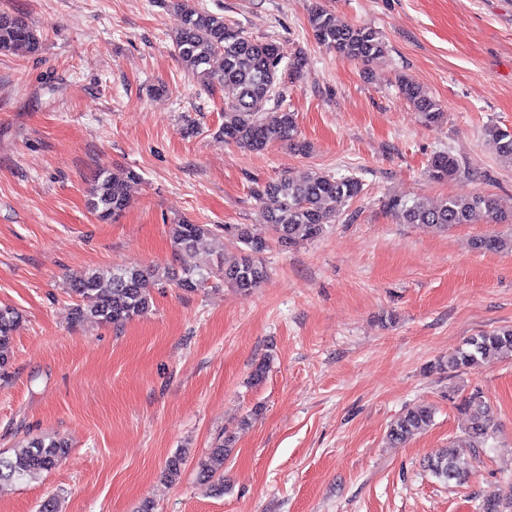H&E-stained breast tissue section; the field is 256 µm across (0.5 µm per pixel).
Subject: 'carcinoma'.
<instances>
[{
	"label": "carcinoma",
	"instance_id": "cac0c4a2",
	"mask_svg": "<svg viewBox=\"0 0 512 512\" xmlns=\"http://www.w3.org/2000/svg\"><path fill=\"white\" fill-rule=\"evenodd\" d=\"M173 5L182 15V25L171 41L184 69L202 89L211 93L227 89L232 93L224 102V122L218 134L253 152L263 151L277 141L288 143L300 153L306 152L307 144L298 139L296 114L279 103L283 74L300 73L306 65L304 54L296 51L288 57L280 45L256 40L241 27L224 21L223 15L198 8L190 0H173ZM309 24L316 43L342 60L374 62L386 56V43L379 31L367 25L342 22L320 5L311 9ZM40 45L37 31L26 17L0 13V54H34ZM399 89L425 123L443 122L444 112L420 84L403 77ZM484 135L498 157L512 165V131L493 124L485 127ZM461 173L458 160L449 153L433 156L428 164L429 177L437 181L451 180ZM136 179L137 175L131 171L120 175L106 169L100 173L90 202L100 220H113L128 207L127 184ZM253 193L267 201L265 217L269 236L254 233L248 224L224 228V237L241 245L240 254L233 257L218 254L215 268L207 272L184 270L177 279L179 288L193 292L215 275L222 277L225 285L242 292L260 287L269 278L263 254L272 243L290 247L320 237L340 208L363 194V184L353 176L337 178L316 172L303 180L284 176L258 186ZM384 207L401 224H429L442 231L484 220L512 223V207L484 193L449 196L437 205L391 197ZM213 235L215 231L208 225L183 220L172 225L171 248L175 253L191 250ZM475 248L494 252L512 249V238L484 236L476 239ZM159 275V268L151 266L112 272L94 270L85 274L71 285L72 293L78 298L74 321L118 326L145 314L151 306L146 284ZM18 317L16 309L0 307L1 369L8 363L3 351L10 343ZM508 353L512 354V328L483 332L470 337L464 347L448 358V369L474 367ZM459 409L468 416L469 435L474 439L484 438L488 423L481 397L474 394L464 398ZM433 418L432 408L413 407L391 425L389 436L396 443H405L428 427ZM68 452V443L63 439H33L10 457L0 455V480L35 478L60 466ZM232 452L231 439L227 438L217 442L200 462L199 479L216 495L224 493V463ZM185 459L183 451L168 458L164 475L169 482L179 480ZM427 468L443 483L451 480L459 483L466 473L454 447L429 458Z\"/></svg>",
	"mask_w": 512,
	"mask_h": 512
}]
</instances>
